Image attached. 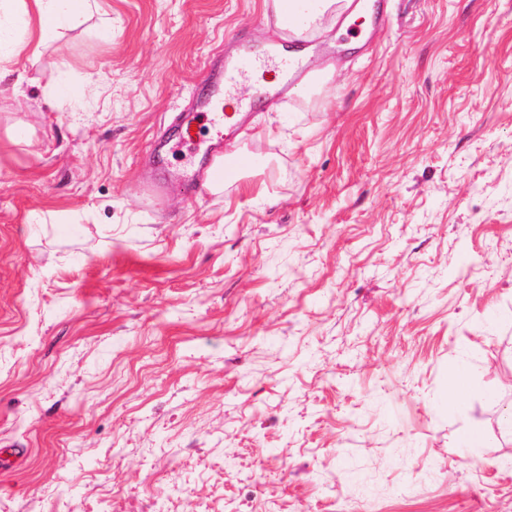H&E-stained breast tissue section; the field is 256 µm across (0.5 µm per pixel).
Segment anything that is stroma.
I'll use <instances>...</instances> for the list:
<instances>
[{"label":"stroma","instance_id":"obj_1","mask_svg":"<svg viewBox=\"0 0 512 512\" xmlns=\"http://www.w3.org/2000/svg\"><path fill=\"white\" fill-rule=\"evenodd\" d=\"M97 2L0 81V512H512V0L295 29L200 190L160 137L280 27ZM246 162L243 155L224 152V150L217 152L211 160L209 181L212 184L224 183L236 175Z\"/></svg>","mask_w":512,"mask_h":512}]
</instances>
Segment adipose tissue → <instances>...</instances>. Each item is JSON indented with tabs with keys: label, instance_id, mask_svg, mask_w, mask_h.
<instances>
[{
	"label": "adipose tissue",
	"instance_id": "ef3b65f1",
	"mask_svg": "<svg viewBox=\"0 0 512 512\" xmlns=\"http://www.w3.org/2000/svg\"><path fill=\"white\" fill-rule=\"evenodd\" d=\"M13 0H0V80L7 74L3 66L15 52L17 39L26 44H43L60 31L82 24L92 8L93 0H30L27 7L17 9ZM339 0H314L307 11H300L299 0H275L274 9L282 24L302 22L304 27H317L326 15L340 16Z\"/></svg>",
	"mask_w": 512,
	"mask_h": 512
}]
</instances>
